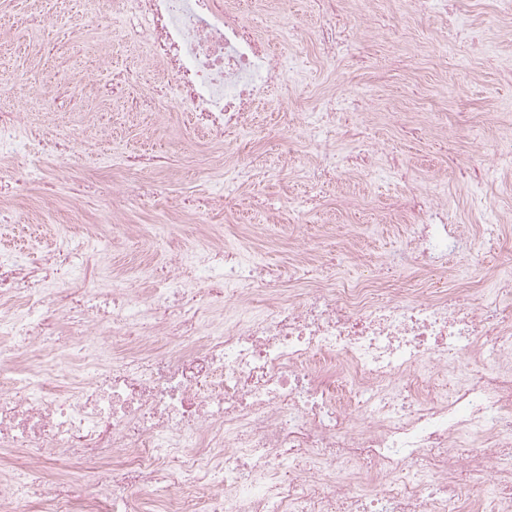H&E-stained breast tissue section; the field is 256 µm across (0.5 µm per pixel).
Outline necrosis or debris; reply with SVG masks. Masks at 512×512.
<instances>
[{
  "instance_id": "obj_1",
  "label": "necrosis or debris",
  "mask_w": 512,
  "mask_h": 512,
  "mask_svg": "<svg viewBox=\"0 0 512 512\" xmlns=\"http://www.w3.org/2000/svg\"><path fill=\"white\" fill-rule=\"evenodd\" d=\"M380 3L317 0L341 29L323 56ZM124 6L149 21L170 106L213 142L295 75L230 0ZM319 106L296 124L318 184H336L337 140L376 115ZM30 146L25 107L0 95V164ZM376 215L406 224L417 287H392L387 266L337 278L312 248L285 268L249 262L217 228L184 259L194 288L165 266L145 293L130 269L58 288L80 249L1 252L0 512H512V276L494 273L487 304L434 266L444 191L408 188ZM52 317L65 348L45 343Z\"/></svg>"
}]
</instances>
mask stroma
Here are the masks:
<instances>
[{
    "mask_svg": "<svg viewBox=\"0 0 512 512\" xmlns=\"http://www.w3.org/2000/svg\"><path fill=\"white\" fill-rule=\"evenodd\" d=\"M54 9L52 0H0V13L18 20L16 26L0 29V91L27 101L33 138L51 127L70 134L79 152L86 130L93 126L108 153L97 166L78 169L75 183L56 190L47 177L49 159L38 149L16 161V168L31 172L34 182L16 223L0 226V250L20 246L41 254L63 237L81 242L90 226L113 218L131 225L136 236L153 235L155 214L129 210L120 197L108 192L117 175L114 157L146 148L160 151L179 166L173 177L165 172L144 175L147 190L174 201L187 194L223 192L224 182L216 171L199 173L196 162L206 157L215 167L222 165L224 147L206 146L203 135L189 129L185 115L152 98L153 72L129 77L137 57L147 51V20L123 14L122 0H95L91 8H80L73 18L59 22L51 18ZM463 11L466 29L453 40L450 14H422L411 0H402L395 16L372 25L371 40L355 55L341 53L326 61L318 53L325 18L310 0H278L272 11L245 10V21L268 30L276 46L294 55L301 70L300 82H287L279 94L281 111L258 113L255 126L241 134L250 143L247 162L239 167L245 203L251 209H268L275 220L267 229L270 244L258 255L262 263H286L294 230L303 237H322L336 257L335 273L342 277L356 274L353 258L363 259L369 267L392 260L404 246L403 227L375 223L373 206L402 192L405 184L425 186L435 179L446 185L451 207L464 220L449 265L485 288L489 282L482 279V269H498L511 260L501 249L503 236L498 233L485 237L481 261L473 263L466 245L480 227L467 225L466 220L475 214L471 187L483 180L498 149L497 133L481 128L484 115L498 112L512 120V14H505L498 0H466ZM59 71L94 76L90 98L57 83ZM331 95L338 98L342 111L379 113L378 123L362 139L388 142L400 163L398 171L375 178L348 176L345 203L332 188L323 198H313L305 165L287 173H261L288 146L287 141L268 136V128L292 125L295 113L309 111L319 98ZM461 112L470 114L481 133L456 135L452 152H445L433 131L439 126L454 128ZM294 199L306 203L307 222L296 229L290 224ZM209 226L191 217L174 224L171 246L163 253L116 244L111 254L92 255L83 277L95 286L113 269L133 266L136 288L146 291L152 286L153 268L164 264L192 279V270L176 264L175 258L203 241ZM349 236L357 242L352 257L342 248Z\"/></svg>",
    "mask_w": 512,
    "mask_h": 512,
    "instance_id": "35a3bbf8",
    "label": "stroma"
}]
</instances>
